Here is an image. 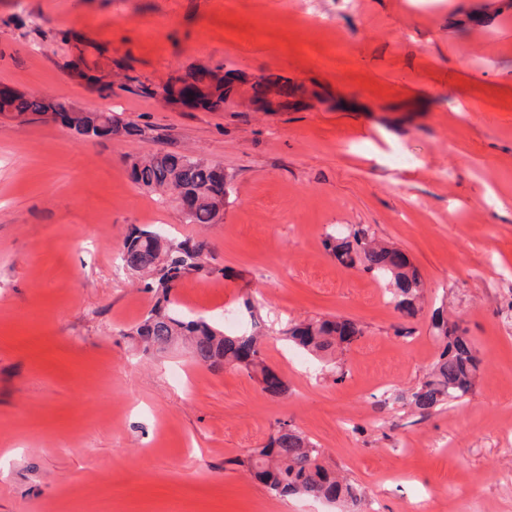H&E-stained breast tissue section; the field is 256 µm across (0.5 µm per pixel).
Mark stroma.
<instances>
[{
  "label": "stroma",
  "instance_id": "obj_1",
  "mask_svg": "<svg viewBox=\"0 0 512 512\" xmlns=\"http://www.w3.org/2000/svg\"><path fill=\"white\" fill-rule=\"evenodd\" d=\"M0 0V87L139 125L80 140L0 115V512H340L271 496L239 459L292 421L363 492L362 512H512V0ZM76 33L108 83L77 78ZM243 101L193 110L156 95L202 66ZM284 76L323 103L262 112ZM184 153L223 167L221 223L137 188L126 159ZM206 238L226 277L184 279L187 311L225 333L261 302L268 364L288 380L143 353L124 329L152 305L117 272L127 229ZM366 228L417 268L419 314L341 264L328 236ZM481 358L466 402L421 416L392 402L432 370L435 315ZM347 318L364 330L319 357L280 329Z\"/></svg>",
  "mask_w": 512,
  "mask_h": 512
}]
</instances>
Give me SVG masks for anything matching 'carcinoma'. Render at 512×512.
<instances>
[{"instance_id":"obj_1","label":"carcinoma","mask_w":512,"mask_h":512,"mask_svg":"<svg viewBox=\"0 0 512 512\" xmlns=\"http://www.w3.org/2000/svg\"><path fill=\"white\" fill-rule=\"evenodd\" d=\"M194 84L171 82L163 89L176 102L190 108L217 111L224 108L233 86L215 71L201 68L193 72ZM279 97V111L299 105V88L288 83H272L260 89L256 101L266 100L271 90ZM0 114L23 118L28 114L60 117L61 122L81 136L96 138L125 134L135 136L141 129L122 122L110 112L75 110L66 103L48 97L25 95L10 88L0 89ZM133 182L141 189L170 192L176 200L190 205L185 216L191 224H216L221 219L218 203L229 193L224 168L200 158L174 153H159L148 158L131 159ZM344 265L357 263L379 279L392 285L396 309L407 318L417 316L416 299L422 282L407 256L393 247L373 246L363 230L352 238L327 243ZM210 244L200 238H179L155 224L128 228L119 257V268L132 275L146 277L145 288L154 294V303L143 319L125 335L144 350H161L172 344L187 343L194 362L212 370L230 365L249 375L260 377L262 390L279 397L288 391V381L266 363L258 322L252 329L226 334L203 317L191 318L172 298L176 285L190 275L225 276V269L213 264ZM444 341L434 368L415 389L398 394L394 401L415 408L427 416L449 401H460L473 389L479 369L477 348L456 324L438 318L433 323ZM363 335L350 320L316 319L289 326L284 340L300 350L318 355L343 344H351ZM247 467L275 497L307 495L336 502L343 512H358L361 493L352 483L336 474L325 461V451L304 436L287 420H278L264 446L249 456Z\"/></svg>"}]
</instances>
